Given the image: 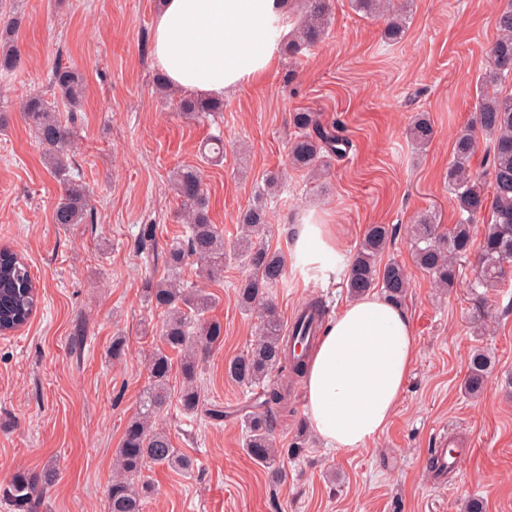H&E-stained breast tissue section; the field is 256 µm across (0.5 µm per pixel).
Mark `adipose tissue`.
<instances>
[{"mask_svg":"<svg viewBox=\"0 0 512 512\" xmlns=\"http://www.w3.org/2000/svg\"><path fill=\"white\" fill-rule=\"evenodd\" d=\"M287 32L283 0H161L151 56L169 87L221 99L267 74ZM291 248L301 263L327 266L336 232L305 219ZM413 361L412 326L400 307L375 295L344 304L305 367L314 432L341 452L374 441L396 412Z\"/></svg>","mask_w":512,"mask_h":512,"instance_id":"1","label":"adipose tissue"}]
</instances>
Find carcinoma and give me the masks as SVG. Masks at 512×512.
<instances>
[{
	"label": "carcinoma",
	"instance_id": "obj_1",
	"mask_svg": "<svg viewBox=\"0 0 512 512\" xmlns=\"http://www.w3.org/2000/svg\"><path fill=\"white\" fill-rule=\"evenodd\" d=\"M304 11L294 38L284 50L295 54L304 45H314L325 37L331 15V0H303ZM353 9L366 16L386 20V39L397 42L407 29L408 18L393 0H351ZM17 19L0 21V74L11 72L19 62L14 44ZM498 37L491 49L494 71L500 81L512 75V0L497 16ZM51 80L58 93L71 106L80 103L84 92L82 75L74 68L57 62ZM222 104L198 95L179 98L178 110L187 117H205L220 111ZM21 112L34 132L43 159L54 177L62 184V193L54 209L56 224H85L92 220L86 184L70 174L69 155L72 132L46 99L39 94L28 96ZM478 126L493 143V193L487 196L470 171L469 161L477 147L471 130L460 132L452 148L448 166V190L454 195L461 212L467 217L440 231L431 216L420 215L412 225V249L415 264L428 273L436 285L448 290L458 282V260L472 244L471 220L482 212H491L482 246V265L478 276L469 283L471 288H492L502 278L505 267L512 266V95L502 96L487 88L478 98ZM296 128L289 146V164L298 170H318L324 159L343 152L346 141L335 127L323 125L314 112L293 114ZM413 143L423 148L434 137L429 120L419 115L409 128ZM174 188L182 199L186 235L170 241L165 251V263L174 277L148 280L143 288L147 305L160 308L165 320L160 332L161 345L149 355V385L140 396L139 408L128 421L121 447L115 458L117 474L108 489V512H141L143 502L152 492L148 484L135 486L129 478L139 474L149 463L194 469V460L173 448L168 433L156 425V418L171 397L169 380L173 357H178L186 384L178 401L187 414L198 410L200 394L195 386L199 353L224 343V325L203 315L212 307L214 298L205 289L186 284L175 275L187 260L199 264L198 276L212 279L224 268V232L211 222L201 174L194 167L178 169L173 176ZM240 234L233 255L242 260L251 273L240 283L238 298L245 308H264L260 336L245 353L224 365V374L245 388L263 387V412H253L244 419L245 450L256 462L274 465L276 451L272 438L273 409L288 412V387H266L264 382L274 370L286 371L299 377L304 360L293 354V344L302 343L308 331L316 330L322 321L317 305L306 306L291 329L284 330L274 307L267 301L269 291L284 285L285 267L280 255L272 253L256 240L267 231L266 210L257 201L243 211L238 219ZM157 225L141 224L135 234V247L148 254L155 249ZM387 224H371L348 264L346 288L353 297H360L381 286L391 303L401 304L409 288L405 268L397 261L380 264V257L391 239ZM0 277L7 284L0 294V320L11 327L26 324L37 305V288L30 267L22 256L8 248H0ZM491 356L477 348L470 352L464 387L468 394L479 397L486 388ZM54 479L53 471L40 473L19 471L0 483V503L14 512H34L46 486Z\"/></svg>",
	"mask_w": 512,
	"mask_h": 512
}]
</instances>
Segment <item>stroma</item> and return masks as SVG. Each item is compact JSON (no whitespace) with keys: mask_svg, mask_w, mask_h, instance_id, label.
Listing matches in <instances>:
<instances>
[{"mask_svg":"<svg viewBox=\"0 0 512 512\" xmlns=\"http://www.w3.org/2000/svg\"><path fill=\"white\" fill-rule=\"evenodd\" d=\"M505 0H406L404 37L387 41L382 20L362 17L350 0H332L328 34L297 57L280 56L261 80L224 98V109L184 118L176 97L162 95L151 58L158 0H7L20 21L22 61L0 77V248L18 251L31 269L37 310L16 332L0 335V481L18 471L53 470L38 512H107L113 459L148 384V355L160 343L165 315L146 305V279L168 274L163 256L136 251V225L158 227L159 243L182 236L181 200L169 176L199 168L212 223L233 248L237 217L267 176L286 172L267 199L262 244L291 256L294 228L306 214L336 227L340 250L331 276L287 266L269 299L283 325L310 301L333 313L349 300L344 273L368 225L387 224L382 261L404 265L415 361L387 429L368 446L342 453L309 432L301 381L289 382L291 410L276 418L284 454L275 466L243 448V420L254 395L227 379L224 364L257 339L261 310H243L237 289L248 273L227 257L204 288L216 302L207 316L224 326L222 347L205 354L196 384L197 414L171 402L160 416L174 448L192 457L186 473L149 465L154 487L143 512H461L482 497L486 512H512V277L470 289L479 273L485 220H477L456 288L441 291L419 269L411 226L428 214L448 228L462 214L448 191L456 134L476 120L477 92L490 74L489 50ZM85 78L80 106L56 100L75 132L72 171L92 194L93 222L54 223L61 186L19 107L32 92L51 96L52 65ZM309 110L337 125L346 151L322 176L291 169L293 113ZM426 113L435 136L426 151L408 128ZM224 138L223 159L205 162L201 143ZM126 339L121 358L112 340ZM490 351L487 388H463L471 350ZM224 418L211 420L213 406ZM451 438L464 454L445 485L429 467V449Z\"/></svg>","mask_w":512,"mask_h":512,"instance_id":"35a3bbf8","label":"stroma"}]
</instances>
